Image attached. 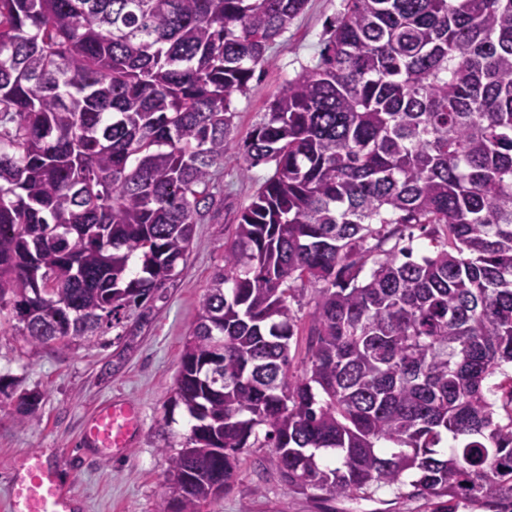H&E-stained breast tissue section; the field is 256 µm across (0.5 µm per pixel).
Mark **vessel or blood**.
I'll return each mask as SVG.
<instances>
[{"label":"vessel or blood","instance_id":"obj_1","mask_svg":"<svg viewBox=\"0 0 512 512\" xmlns=\"http://www.w3.org/2000/svg\"><path fill=\"white\" fill-rule=\"evenodd\" d=\"M140 416L131 404L115 399L92 416L83 433L84 444L99 454L109 455L130 447ZM12 512H71L73 499L41 458H26L24 472L14 484L10 497Z\"/></svg>","mask_w":512,"mask_h":512}]
</instances>
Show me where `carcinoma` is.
<instances>
[{"mask_svg": "<svg viewBox=\"0 0 512 512\" xmlns=\"http://www.w3.org/2000/svg\"><path fill=\"white\" fill-rule=\"evenodd\" d=\"M306 2L0 0V314L28 343L118 348L150 323L224 209L232 95ZM325 35L244 140L242 171H275L182 350L192 422L157 512H202L260 426L290 487L512 512L487 386L512 382V0H345ZM415 224L428 253L382 249ZM41 403L20 395L19 423ZM296 298L291 301V307L298 317L297 336L293 338L292 354H295L294 365L298 370L306 368L305 357L307 353L309 314L313 311L316 294L311 288H305L295 293Z\"/></svg>", "mask_w": 512, "mask_h": 512, "instance_id": "carcinoma-1", "label": "carcinoma"}]
</instances>
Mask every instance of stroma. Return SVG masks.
Masks as SVG:
<instances>
[{
  "label": "stroma",
  "instance_id": "obj_1",
  "mask_svg": "<svg viewBox=\"0 0 512 512\" xmlns=\"http://www.w3.org/2000/svg\"><path fill=\"white\" fill-rule=\"evenodd\" d=\"M344 0H308L304 12L277 38L264 69L246 93L232 97V135L243 140L267 112L277 93L310 65L328 24ZM274 171L267 164L242 173L237 151H228L219 169L224 210L198 225L187 263L167 303L134 337L120 366L111 349L55 341L30 345L10 324L0 325V375L12 390H39L38 416L19 424L14 403L0 401V512H8L17 468L39 455L54 467L60 483L75 494L78 512H155L170 494L169 457L190 426L184 407H171L184 342L213 273L224 264V244L235 234L237 217L259 184ZM120 397L140 412L130 448L101 456L84 447L82 431L91 415ZM203 512H424L421 500L384 488L366 499H320L288 488L277 470L274 449L253 447L239 456L232 488L206 503Z\"/></svg>",
  "mask_w": 512,
  "mask_h": 512
}]
</instances>
